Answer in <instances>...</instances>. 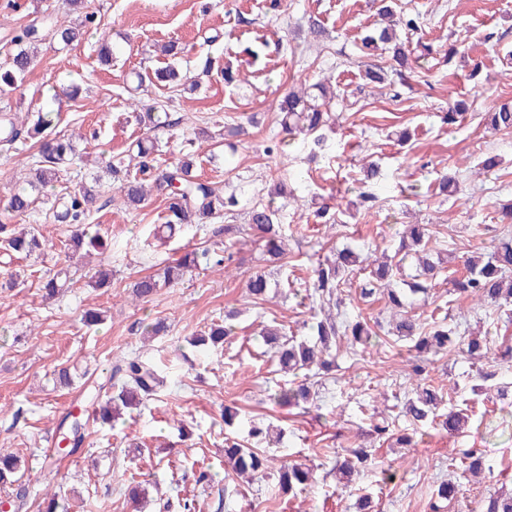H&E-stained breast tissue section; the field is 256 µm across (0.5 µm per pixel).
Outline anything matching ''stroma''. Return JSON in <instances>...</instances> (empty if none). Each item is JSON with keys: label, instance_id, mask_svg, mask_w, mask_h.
Listing matches in <instances>:
<instances>
[{"label": "stroma", "instance_id": "obj_1", "mask_svg": "<svg viewBox=\"0 0 512 512\" xmlns=\"http://www.w3.org/2000/svg\"><path fill=\"white\" fill-rule=\"evenodd\" d=\"M423 17L424 39L432 55L420 59L413 77L386 71L383 86L366 83L360 40L380 27V10ZM100 25L68 48L45 42L25 81L0 96L4 105L49 107L59 111L62 135L96 130L97 139L79 142L89 158L113 159L141 137L129 108L131 96L163 101L174 125L158 131L160 140L192 144L198 169L209 180L235 193L239 205L227 216L234 232L218 235L215 225L192 226L170 242L155 239L163 221V203L153 198L142 208L113 205L111 181H103L89 222L99 225L107 247L99 254L72 257L66 225L47 219L55 198L74 187L75 170L61 172L58 182L40 197L25 218L48 241L40 254L25 257L0 252V278L19 272V284L0 289V451L21 457V479L29 491L28 512L46 491L63 488L70 512H131L124 477L144 476L149 491L147 512H178L182 498H195L200 512H356L362 496H371L375 512H430L431 494L440 481L458 485L445 512H481L485 497L512 493V392L501 398L487 387L483 363L457 348L431 357L427 377L442 398V410H462L470 420L463 434L434 423L412 431L413 443L393 448L369 435L372 416L388 410L396 433L409 429L398 403L411 391L409 343L395 336L361 353L349 337L336 340V371L324 378L317 405L309 413L274 404L271 396L290 385L292 376L278 372L260 331L277 326L299 339H310L316 310L306 297L318 258L330 249L348 247L361 255L386 254L401 263L404 277L415 267L405 260L400 232L406 224L431 225L430 246L444 265L419 307L420 325L433 309L447 311L462 335H486L495 349L512 347V323L503 324L488 304L453 292L452 273L465 257L491 249L502 230L497 200L512 198V134L494 132L485 114L512 101V0H282L270 11L267 0H92ZM42 10L66 20L62 0H0V65L13 49L12 38ZM318 23L320 34L311 33ZM117 46L111 64L100 63L102 33ZM179 42L182 78L198 80L197 90L174 91L138 84L135 72L164 66L154 45ZM243 74L225 85L220 73L202 75V60ZM326 81L337 90L335 122L324 133L321 150L311 137L288 136L278 124V107L288 90L300 83ZM75 85L76 99L53 100V93ZM454 101L465 102L464 120L442 123ZM243 125L244 132L225 140L224 127ZM208 128L210 141L195 140ZM278 145L276 154L268 146ZM37 154L32 144H16L0 153V210L21 184ZM497 167L481 176L472 169L486 157ZM376 162L380 177L365 182L362 168ZM456 181L440 191V177ZM376 202L362 203L360 191ZM273 205L284 227L286 255L268 262L248 235L239 233L248 212ZM227 243L233 255L226 270L201 264L173 286L160 289L150 302L133 296L129 284L155 272L184 250L211 249ZM112 272L107 286L91 288L98 267ZM69 268L74 284L64 295L43 300L38 283L45 274ZM263 271L270 277L266 301L253 303L246 281ZM365 275H352L333 310L337 319L386 322V295L360 298ZM107 318L87 328V310ZM236 310L225 320L226 310ZM165 335L143 339V327L156 319ZM228 323L223 347L193 346L214 324ZM155 361L165 381L158 394L138 408L124 411L115 426L87 423L80 451L61 456L59 425L72 412H91L86 388L105 380L111 361L129 352ZM73 368V388L53 386L56 368ZM238 411L241 423L225 429L222 408ZM262 419L283 431L267 451L272 467L285 459L315 468V482L297 496L279 494L273 481L246 484L224 465V438H246L250 420ZM367 448L373 465L355 475L347 487L337 485L336 456ZM476 448L491 471L472 481L456 458L459 449ZM209 465L212 482L195 483L192 472ZM393 467L394 483L380 486L381 468Z\"/></svg>", "mask_w": 512, "mask_h": 512}]
</instances>
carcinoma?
Instances as JSON below:
<instances>
[{"label":"carcinoma","mask_w":512,"mask_h":512,"mask_svg":"<svg viewBox=\"0 0 512 512\" xmlns=\"http://www.w3.org/2000/svg\"><path fill=\"white\" fill-rule=\"evenodd\" d=\"M88 0H68V5L76 14V21L62 24L52 17L42 14L34 17L19 30L13 42L16 46L7 68L0 69V92L5 93L23 82L27 74L36 65L35 45L47 40L56 41L68 47L82 40L88 29L96 26L97 15L89 10ZM392 45V59L402 70L410 68L411 50L397 39V35L387 28L371 31L361 39L360 51L370 56L378 50L379 44ZM177 78L176 70L168 65L152 72L138 75V83L171 84ZM330 97L327 87L320 84L302 85L288 91L280 104L282 129L290 134H303L313 137L315 144L322 142L319 131L331 121ZM131 107L136 112L138 124L152 130L172 125L165 106L157 102L145 104L133 100ZM490 124L498 131L512 130V104L503 103L495 111L488 113ZM58 120V113L52 109H39L26 113L21 119L17 114L0 112V143L10 145L18 140H33L38 143L39 159L35 161L31 178L26 186L18 189L11 196L7 206L0 214V230H6L10 224L26 216L35 198L44 192L47 186L58 181L62 170L72 164L84 162L83 155L78 152L74 141L57 137L52 134ZM135 150L129 155V163L114 160L105 163L104 173L112 179L115 191L121 204L126 209H137L143 206L152 195L156 194L164 200V223L171 232L183 230L188 224H212L224 219L238 205L233 194L226 196L214 183L201 177L196 172L195 152L180 151V156L169 162L165 168L156 167L161 148L159 141L150 136L138 138L133 142ZM100 177L92 178V183L64 192L61 197V208L52 211L53 218L59 223L68 224L72 228L70 246L76 250L96 251L104 246L102 229L89 230L85 224L90 214V205L96 198V187ZM248 230L252 232L253 243L265 248L269 256L280 259L284 254L282 227L278 222L277 211L269 206H256L248 212ZM406 237L411 240L410 247L418 262V273L404 287L396 288L388 293L389 302L397 308L407 307V301L417 295L427 293L429 283L440 273L441 261L433 260L431 253L430 231L425 224L407 226ZM0 247L4 250L31 256L46 247V240L33 227L23 231H14L0 239ZM197 253H185L179 259L166 264L153 274L136 279L131 285L134 296L144 302L150 299L159 289L170 286L196 267ZM360 254L349 248L327 256L317 262L313 270L308 297L320 308L336 304L341 286L346 284L344 274L363 265ZM465 273L451 280L452 288L480 303L490 304L499 312H512V232L502 235L492 249L480 255H473L464 260ZM67 276L57 272L39 283L42 297L52 298L67 288ZM247 293L254 301H262L266 297L269 282L262 273L252 274L247 281ZM315 341L298 340L287 335L280 328H272L265 332L266 342L273 350L280 370L295 376L301 374L303 379L297 384L284 388L275 394L277 402L294 405L310 403V388L319 382V372H327L335 363V355L331 353L333 341L339 335L351 336L354 341L369 347L371 339L376 335L363 321L338 324L331 315L316 320L311 325ZM230 329L220 324L210 327L207 336H200L195 343L210 341L212 345L224 344ZM387 334L415 340V363L412 374L423 375L428 355L437 354L448 349V342L455 331L448 327L447 317L436 318L432 326L424 329L409 314H404L387 329ZM457 346L461 353L471 359H486L490 355L487 340L469 338L458 340ZM160 385L157 369L142 356L130 353L109 370L104 383L98 385L92 404L93 413L104 422L114 423L121 418L123 411L148 399ZM413 396L405 401L402 413L415 424L429 419L438 421V425L450 433H457L468 423V416L461 411L436 413L438 409V393L428 386L418 383L412 388ZM71 440L70 452L80 448L85 439L83 423L72 419L66 432ZM224 463L240 475H248L250 479L261 478L268 469L269 459L257 449L250 448L232 438H225ZM372 464L370 453L365 448L348 451L343 461L336 465V471L351 477L368 468ZM21 469V461L11 454L0 453V486L15 487L14 508H28V491L19 484L17 474ZM314 480V468L305 463H283L278 470L279 491L284 494L297 493L305 490Z\"/></svg>","instance_id":"1"}]
</instances>
